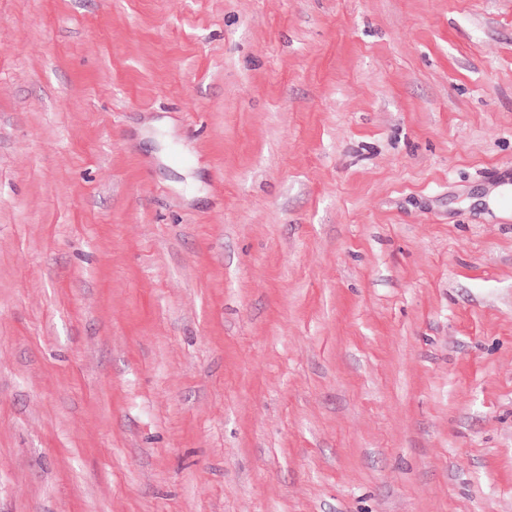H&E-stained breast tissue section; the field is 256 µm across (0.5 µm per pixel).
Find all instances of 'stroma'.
<instances>
[{"label":"stroma","mask_w":512,"mask_h":512,"mask_svg":"<svg viewBox=\"0 0 512 512\" xmlns=\"http://www.w3.org/2000/svg\"><path fill=\"white\" fill-rule=\"evenodd\" d=\"M0 512H512V0H0Z\"/></svg>","instance_id":"1"}]
</instances>
